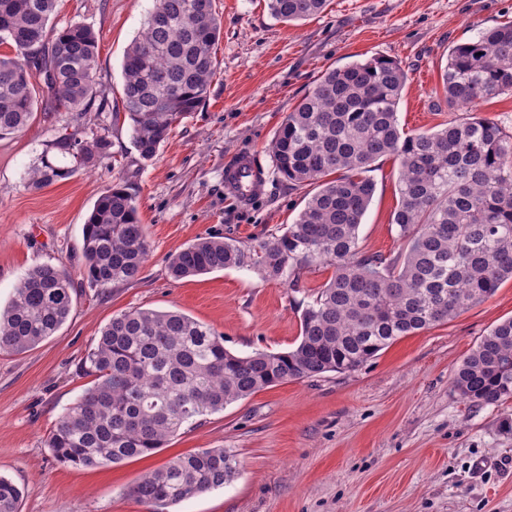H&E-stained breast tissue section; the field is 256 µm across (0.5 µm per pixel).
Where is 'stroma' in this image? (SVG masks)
Masks as SVG:
<instances>
[{"label":"stroma","instance_id":"stroma-1","mask_svg":"<svg viewBox=\"0 0 512 512\" xmlns=\"http://www.w3.org/2000/svg\"><path fill=\"white\" fill-rule=\"evenodd\" d=\"M153 0H58L56 27L91 25L100 35L97 75L104 110L96 129L112 159L40 191L28 172L56 136L57 119L36 117L0 139V308L33 265H63L74 281L61 329L23 354L0 353V476L21 490L20 512H145L129 490L179 454L231 449L230 483L170 512H512V403L475 406L456 394L452 373L493 325L512 317V280L448 323L407 336L350 373L293 380L238 400L185 430L157 453L105 467L56 461L46 437L81 394L78 368L113 315L132 308L178 310L223 334L245 356L284 352L300 333L317 267L299 288L250 269L173 280L171 255L195 239L242 243L293 223L312 186L282 182L270 144L281 123L327 69L387 57L408 74L398 106L404 131L438 128L435 109L452 44L512 20V0H327L298 24L273 18L266 0H214L223 30L207 97L177 123L157 157L142 160L122 114V61ZM255 157L263 192L243 204L224 190V163ZM360 227L364 251L401 252L391 216L396 164L381 160ZM124 185L147 229L138 280L102 290L82 277L83 226L101 192Z\"/></svg>","mask_w":512,"mask_h":512}]
</instances>
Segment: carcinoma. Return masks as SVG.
<instances>
[{
  "instance_id": "carcinoma-1",
  "label": "carcinoma",
  "mask_w": 512,
  "mask_h": 512,
  "mask_svg": "<svg viewBox=\"0 0 512 512\" xmlns=\"http://www.w3.org/2000/svg\"><path fill=\"white\" fill-rule=\"evenodd\" d=\"M272 16L304 20L326 0H266ZM56 0H0V138L24 132L37 116L31 72L42 80L45 111L79 126L98 97L99 37L83 22L56 29ZM221 22L213 0H153L142 33L122 62L124 116L132 143L153 160L178 122L198 110L216 67ZM407 81L401 62L374 57L325 71L288 113L271 143L276 174L314 186L294 223L250 244L202 237L172 255L181 280L227 268L254 269L295 288L312 266L333 268L303 310L300 336L286 352L237 355L224 336L180 312L133 308L112 317L82 358L90 386L46 438L55 459L103 467L150 456L177 436L269 387L327 372H354L399 339L456 318L512 279V134L481 118L476 105L512 92V22L448 49L442 102L463 115L432 132L400 130ZM440 102V103H442ZM440 103H434L440 108ZM104 134L52 139L28 187L40 190L112 158ZM397 162L399 201L392 223L400 254H367L359 228L381 158ZM83 278L95 288L135 281L149 243L135 199L113 184L83 227ZM73 281L61 265L27 270L0 311V352L23 353L53 336L72 308ZM452 387L477 405L512 400V318L493 326L453 372ZM237 475L235 455L204 448L178 455L140 478L131 495L146 512L221 487ZM21 490L0 476V512H19Z\"/></svg>"
}]
</instances>
